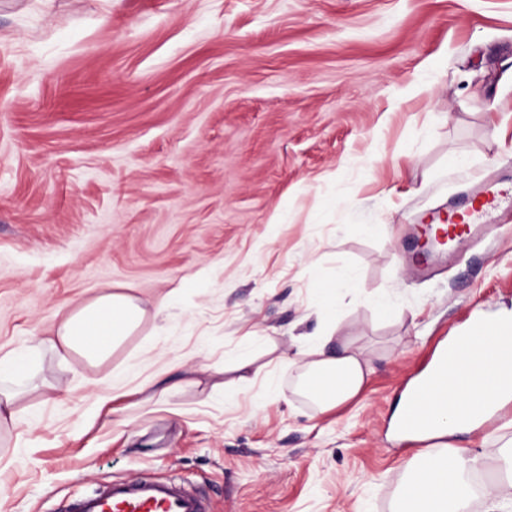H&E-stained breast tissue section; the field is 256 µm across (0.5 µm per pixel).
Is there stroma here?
<instances>
[{
	"mask_svg": "<svg viewBox=\"0 0 512 512\" xmlns=\"http://www.w3.org/2000/svg\"><path fill=\"white\" fill-rule=\"evenodd\" d=\"M484 172L512 174V0H0V346L108 287L145 311L96 371L126 379L107 405L41 352L0 512L135 476L210 512H392L444 443L391 432L404 387L512 310V215L422 268L408 251ZM333 325L373 372L322 412L288 360ZM511 419L447 442L477 460L471 512L512 501Z\"/></svg>",
	"mask_w": 512,
	"mask_h": 512,
	"instance_id": "obj_1",
	"label": "stroma"
}]
</instances>
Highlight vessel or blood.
Masks as SVG:
<instances>
[{
	"label": "vessel or blood",
	"mask_w": 512,
	"mask_h": 512,
	"mask_svg": "<svg viewBox=\"0 0 512 512\" xmlns=\"http://www.w3.org/2000/svg\"><path fill=\"white\" fill-rule=\"evenodd\" d=\"M512 208V182L492 179L451 197L447 212L422 214V223L440 221L449 234L461 236L476 225L492 224L497 213ZM448 373V358L435 359L427 377L413 385L409 394L416 399L430 396ZM65 512H208L203 499L170 480L146 477L114 479L86 492L67 505Z\"/></svg>",
	"instance_id": "1"
}]
</instances>
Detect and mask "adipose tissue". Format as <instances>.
I'll return each mask as SVG.
<instances>
[{
    "instance_id": "1",
    "label": "adipose tissue",
    "mask_w": 512,
    "mask_h": 512,
    "mask_svg": "<svg viewBox=\"0 0 512 512\" xmlns=\"http://www.w3.org/2000/svg\"><path fill=\"white\" fill-rule=\"evenodd\" d=\"M143 319L144 311L133 296L104 288L64 313L47 344L63 361L75 359L95 368L111 358ZM496 321L498 339L474 340L471 358L457 364L434 397L420 405V413L436 423L437 436L474 429L478 421L473 414L488 392L502 385L512 387V313H500ZM334 334L329 328L300 340L305 361L297 388L323 412L358 396L371 372L362 353L350 343L335 341ZM39 352L36 345L0 351V433L17 425L15 404L31 389L29 370ZM470 468V459L456 452L424 457L413 465L396 512H465V475Z\"/></svg>"
}]
</instances>
